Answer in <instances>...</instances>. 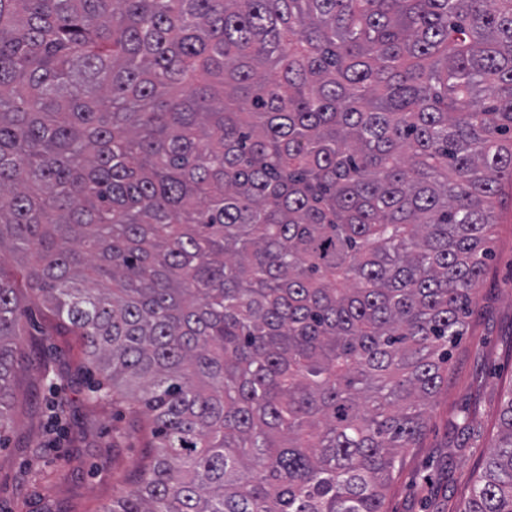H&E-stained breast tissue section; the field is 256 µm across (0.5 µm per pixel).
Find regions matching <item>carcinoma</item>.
I'll use <instances>...</instances> for the list:
<instances>
[{"instance_id": "1", "label": "carcinoma", "mask_w": 512, "mask_h": 512, "mask_svg": "<svg viewBox=\"0 0 512 512\" xmlns=\"http://www.w3.org/2000/svg\"><path fill=\"white\" fill-rule=\"evenodd\" d=\"M507 184L512 0H0V433L31 292L144 435L100 512H384Z\"/></svg>"}]
</instances>
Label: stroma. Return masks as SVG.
Instances as JSON below:
<instances>
[{
    "label": "stroma",
    "mask_w": 512,
    "mask_h": 512,
    "mask_svg": "<svg viewBox=\"0 0 512 512\" xmlns=\"http://www.w3.org/2000/svg\"><path fill=\"white\" fill-rule=\"evenodd\" d=\"M489 237L494 257L478 305L385 512H455L494 443L502 392L512 383V194L502 193ZM31 314L0 447V512H98L119 488L117 469L138 461L141 441L120 408L89 403L102 377L85 368L75 337L40 308Z\"/></svg>",
    "instance_id": "obj_1"
}]
</instances>
